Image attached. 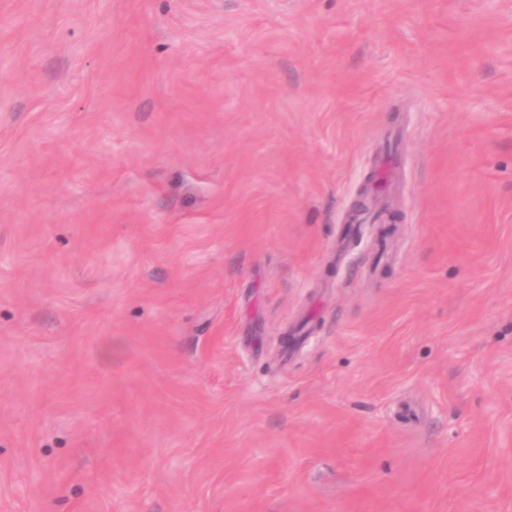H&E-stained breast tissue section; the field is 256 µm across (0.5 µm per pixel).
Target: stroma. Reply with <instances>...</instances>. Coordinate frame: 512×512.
Instances as JSON below:
<instances>
[{
  "mask_svg": "<svg viewBox=\"0 0 512 512\" xmlns=\"http://www.w3.org/2000/svg\"><path fill=\"white\" fill-rule=\"evenodd\" d=\"M0 512H512V0H0Z\"/></svg>",
  "mask_w": 512,
  "mask_h": 512,
  "instance_id": "1",
  "label": "stroma"
}]
</instances>
